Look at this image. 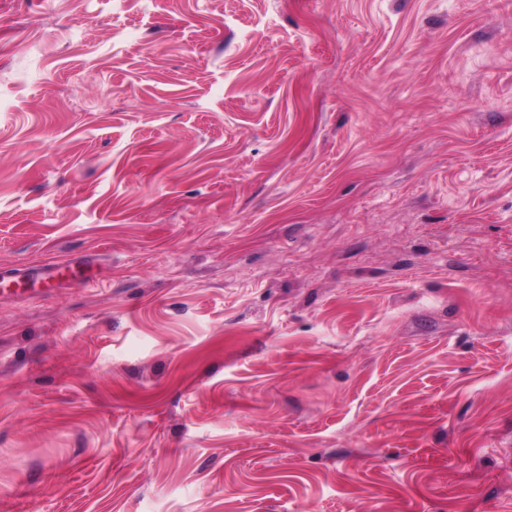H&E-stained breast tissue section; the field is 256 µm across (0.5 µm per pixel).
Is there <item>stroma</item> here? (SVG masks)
I'll return each instance as SVG.
<instances>
[{
	"instance_id": "obj_1",
	"label": "stroma",
	"mask_w": 512,
	"mask_h": 512,
	"mask_svg": "<svg viewBox=\"0 0 512 512\" xmlns=\"http://www.w3.org/2000/svg\"><path fill=\"white\" fill-rule=\"evenodd\" d=\"M0 512H512V0H0ZM83 264L73 261L51 260L26 271L19 276L13 273H0V293L16 290L33 291L39 295H49L64 278L75 277L82 271ZM24 288H13V287Z\"/></svg>"
}]
</instances>
